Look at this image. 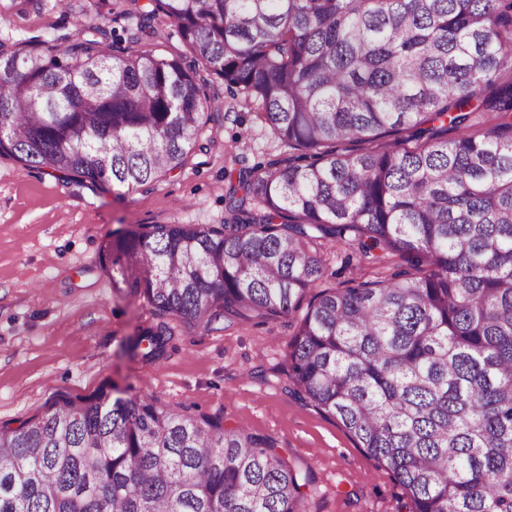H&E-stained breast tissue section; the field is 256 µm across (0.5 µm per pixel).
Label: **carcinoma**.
Listing matches in <instances>:
<instances>
[{
  "label": "carcinoma",
  "instance_id": "cac0c4a2",
  "mask_svg": "<svg viewBox=\"0 0 512 512\" xmlns=\"http://www.w3.org/2000/svg\"><path fill=\"white\" fill-rule=\"evenodd\" d=\"M130 2L124 37L0 44V158L135 190L198 146L201 73L241 90L288 156L226 174L222 224L114 233L121 290L197 325L288 314L318 241L352 239L388 273L312 297L294 392L411 512H512V0ZM303 487L267 439L107 385L0 428V512H306Z\"/></svg>",
  "mask_w": 512,
  "mask_h": 512
}]
</instances>
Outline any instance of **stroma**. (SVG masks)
Wrapping results in <instances>:
<instances>
[{"instance_id": "35a3bbf8", "label": "stroma", "mask_w": 512, "mask_h": 512, "mask_svg": "<svg viewBox=\"0 0 512 512\" xmlns=\"http://www.w3.org/2000/svg\"><path fill=\"white\" fill-rule=\"evenodd\" d=\"M125 0H34L0 16V42L34 40L49 51L68 44L77 24L134 27ZM217 114L201 149L181 169L139 189L102 191L90 182L0 160V426L41 417L58 395L85 397L111 385L124 398L149 396L178 411L219 417L269 438L306 481L307 512H404L403 488L357 448L332 416L294 394L288 344L301 311L268 318L217 319L194 326L160 317L145 300L112 286L102 254L115 231L139 224H220L224 174L280 152L255 106L237 88L218 87ZM317 289L383 276L351 241L326 244ZM167 322V354L144 364L124 344Z\"/></svg>"}]
</instances>
